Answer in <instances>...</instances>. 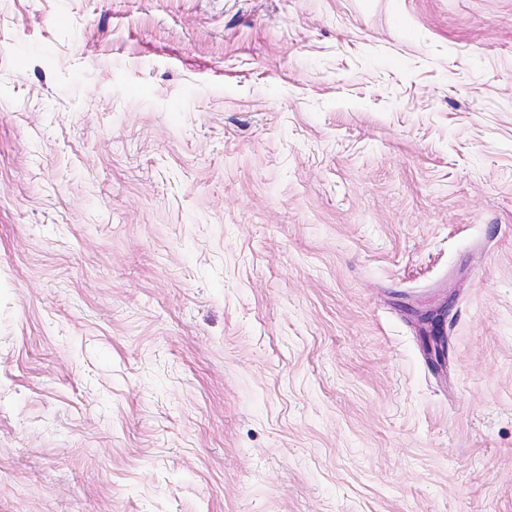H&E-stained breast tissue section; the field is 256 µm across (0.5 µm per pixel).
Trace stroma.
Listing matches in <instances>:
<instances>
[{"mask_svg": "<svg viewBox=\"0 0 512 512\" xmlns=\"http://www.w3.org/2000/svg\"><path fill=\"white\" fill-rule=\"evenodd\" d=\"M0 512H512V0H0Z\"/></svg>", "mask_w": 512, "mask_h": 512, "instance_id": "35a3bbf8", "label": "stroma"}]
</instances>
